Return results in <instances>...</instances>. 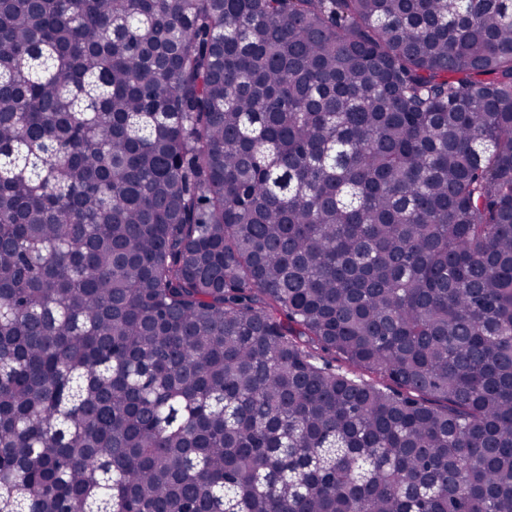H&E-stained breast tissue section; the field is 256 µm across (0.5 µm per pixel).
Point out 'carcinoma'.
<instances>
[{
	"label": "carcinoma",
	"instance_id": "carcinoma-1",
	"mask_svg": "<svg viewBox=\"0 0 512 512\" xmlns=\"http://www.w3.org/2000/svg\"><path fill=\"white\" fill-rule=\"evenodd\" d=\"M0 512H512V0H0Z\"/></svg>",
	"mask_w": 512,
	"mask_h": 512
}]
</instances>
